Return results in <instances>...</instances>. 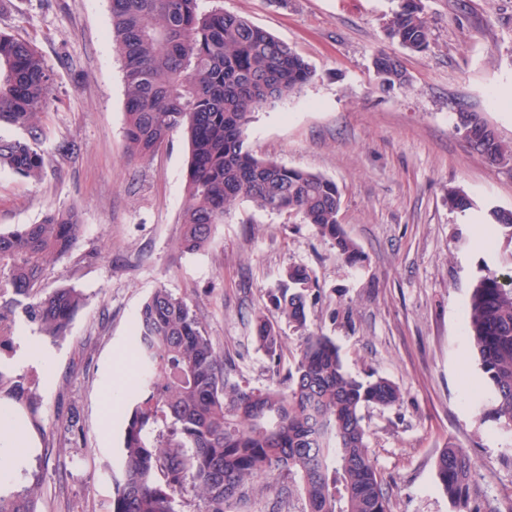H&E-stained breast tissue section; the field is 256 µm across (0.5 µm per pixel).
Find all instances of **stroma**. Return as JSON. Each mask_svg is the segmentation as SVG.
<instances>
[{
	"label": "stroma",
	"instance_id": "obj_1",
	"mask_svg": "<svg viewBox=\"0 0 512 512\" xmlns=\"http://www.w3.org/2000/svg\"><path fill=\"white\" fill-rule=\"evenodd\" d=\"M423 4L432 44L417 53L386 35L397 0H224L225 12L286 42L315 72L298 94L256 111L247 139L261 157L336 182L339 222L363 256L354 266L299 216L246 203L226 214L209 247L183 252L187 143L177 133L151 156L126 158L110 0L0 7V30L33 42L56 73L45 174L34 183L0 170V231L39 223L51 207H78L83 221L42 286L79 288L85 303L68 338L44 343L30 361L45 430L32 444L53 450L41 512H110L119 406L134 395L128 346L155 288L187 299L235 378L262 389L273 368L252 340V318L273 314L268 294L294 264L314 281L310 330L336 343L350 374L385 377L402 393L399 406L363 411L394 512H457L435 468L450 444L478 463L499 512H512V435L480 419L487 390L466 319L480 269L496 259L477 237L501 240L485 210L512 209V160L489 162L454 128L464 107L512 143V0ZM379 50L400 58L410 87L381 88L371 64ZM64 141L79 144L78 159L56 153ZM458 188L475 209L451 208Z\"/></svg>",
	"mask_w": 512,
	"mask_h": 512
}]
</instances>
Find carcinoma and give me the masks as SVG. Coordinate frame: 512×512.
Listing matches in <instances>:
<instances>
[{"label": "carcinoma", "instance_id": "obj_1", "mask_svg": "<svg viewBox=\"0 0 512 512\" xmlns=\"http://www.w3.org/2000/svg\"><path fill=\"white\" fill-rule=\"evenodd\" d=\"M112 46L125 84V149L130 159L153 154L175 133L187 141L186 199L180 247L197 252L211 243L233 206L288 212L331 240L337 256L355 265L357 244L338 221L341 193L321 174L259 157L245 130L253 112L286 99L314 77L290 45L241 16L223 0H111ZM387 34L412 52L430 48L422 0H400ZM381 87L410 85L399 57L372 58ZM55 75L30 42L0 30V124L18 131L0 138V169L42 178L44 114ZM482 119L464 109L455 129L469 148L492 163L512 157V145L480 135ZM512 265V210L492 208ZM82 231L76 207L51 209L41 222L0 232V313L9 312L42 340L62 341L84 305L75 287L44 293L43 271L67 254ZM310 270L290 265L270 295L280 319L300 333L283 379L255 389L232 378L224 360L185 299L155 289L138 314L131 354L135 395L123 414L119 478L111 512H178L188 496L192 512H240L250 498L277 489L302 512H393L379 477L362 413L401 401L400 389L381 376L360 379L345 371L328 336L308 329ZM468 336L491 392L483 420L512 434V283L487 267L472 289ZM253 341L275 368L284 353L280 329L266 314L253 320ZM33 348L21 338L0 350V409L42 430L38 373L21 366ZM10 463L0 473V512H40V493L52 450L0 436ZM436 475L458 512H498L479 500L480 467L463 448L440 452Z\"/></svg>", "mask_w": 512, "mask_h": 512}]
</instances>
